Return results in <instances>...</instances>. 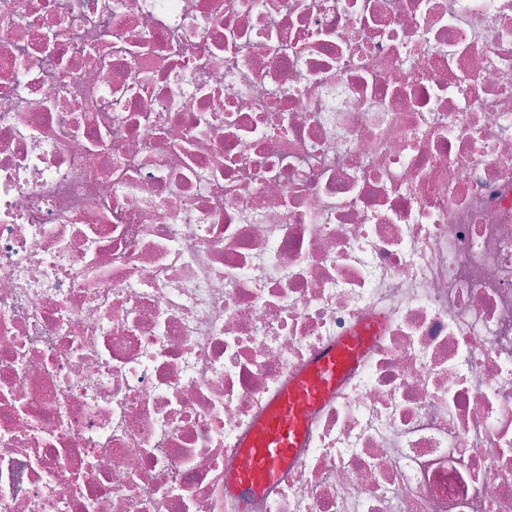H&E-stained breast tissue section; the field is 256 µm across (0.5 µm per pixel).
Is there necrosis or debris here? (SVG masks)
I'll return each instance as SVG.
<instances>
[{
  "label": "necrosis or debris",
  "mask_w": 512,
  "mask_h": 512,
  "mask_svg": "<svg viewBox=\"0 0 512 512\" xmlns=\"http://www.w3.org/2000/svg\"><path fill=\"white\" fill-rule=\"evenodd\" d=\"M0 512H512V0H0ZM380 329L381 324L372 321L340 337L316 354L270 401L243 446L241 465L225 476L226 488L235 494L258 492L296 462L297 448L303 445L313 415L336 393L346 374L361 363Z\"/></svg>",
  "instance_id": "necrosis-or-debris-1"
}]
</instances>
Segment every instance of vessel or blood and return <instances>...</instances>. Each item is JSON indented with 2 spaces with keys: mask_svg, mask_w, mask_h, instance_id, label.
<instances>
[{
  "mask_svg": "<svg viewBox=\"0 0 512 512\" xmlns=\"http://www.w3.org/2000/svg\"><path fill=\"white\" fill-rule=\"evenodd\" d=\"M380 329V323L372 321L340 337L316 354L270 401L244 444L239 468L225 476L226 488L237 494L260 491L296 462L313 415L335 394L346 374L361 363Z\"/></svg>",
  "mask_w": 512,
  "mask_h": 512,
  "instance_id": "1",
  "label": "vessel or blood"
}]
</instances>
